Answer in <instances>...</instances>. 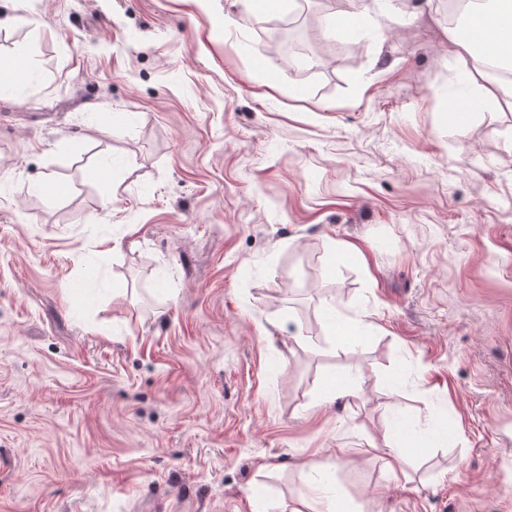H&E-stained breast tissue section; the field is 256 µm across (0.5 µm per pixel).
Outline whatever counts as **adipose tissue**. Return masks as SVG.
Listing matches in <instances>:
<instances>
[{"mask_svg":"<svg viewBox=\"0 0 512 512\" xmlns=\"http://www.w3.org/2000/svg\"><path fill=\"white\" fill-rule=\"evenodd\" d=\"M471 35L460 40L449 35L448 46L460 60L469 78L480 77L473 46H480L482 55L501 59L512 58V0H491L490 7H479L471 14Z\"/></svg>","mask_w":512,"mask_h":512,"instance_id":"ef3b65f1","label":"adipose tissue"}]
</instances>
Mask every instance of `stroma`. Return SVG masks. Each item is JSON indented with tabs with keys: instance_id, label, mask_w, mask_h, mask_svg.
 I'll return each mask as SVG.
<instances>
[{
	"instance_id": "obj_1",
	"label": "stroma",
	"mask_w": 512,
	"mask_h": 512,
	"mask_svg": "<svg viewBox=\"0 0 512 512\" xmlns=\"http://www.w3.org/2000/svg\"><path fill=\"white\" fill-rule=\"evenodd\" d=\"M283 15L0 0V512H512V108L448 0ZM337 498L330 495L326 486H315L309 499L301 500L290 512H341Z\"/></svg>"
}]
</instances>
